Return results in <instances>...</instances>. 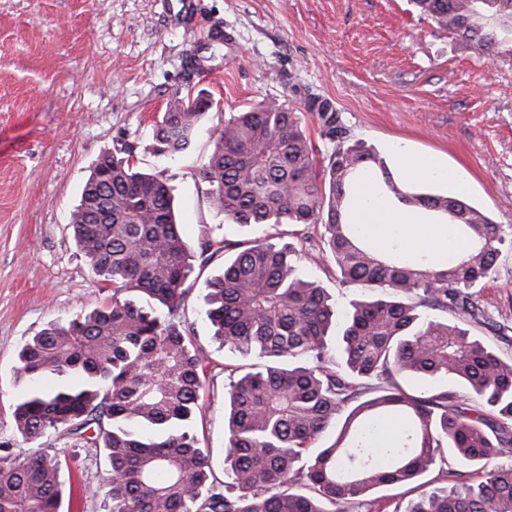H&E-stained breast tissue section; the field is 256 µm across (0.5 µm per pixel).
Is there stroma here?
<instances>
[{
  "label": "stroma",
  "instance_id": "1",
  "mask_svg": "<svg viewBox=\"0 0 512 512\" xmlns=\"http://www.w3.org/2000/svg\"><path fill=\"white\" fill-rule=\"evenodd\" d=\"M221 22L241 53L231 62L214 42L209 73L187 59L200 26ZM206 90L224 116L267 99L305 113L319 167L336 145L373 148L399 170L395 144L435 155L458 175L436 191L462 194L500 224L512 225V58L491 60L420 17L412 0H0V443L67 458L71 512H108L102 457L51 431L25 443L13 411L29 388L17 373L21 347L53 321L112 297L77 248L70 213L99 155L123 140L139 168L162 173L190 245L215 237L292 243L303 276L337 308L358 290L322 258L321 227H241L209 205L198 176L210 149L203 123L193 149L160 156L153 124L174 94ZM328 101L340 142L324 136L306 101ZM222 261L186 282L183 319L210 366L188 431L208 449L216 481L224 464V387L229 369L255 363L221 346L205 311L208 283ZM474 297L496 324L512 327V243Z\"/></svg>",
  "mask_w": 512,
  "mask_h": 512
}]
</instances>
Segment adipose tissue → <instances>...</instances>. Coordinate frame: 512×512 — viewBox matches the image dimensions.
Masks as SVG:
<instances>
[{
  "mask_svg": "<svg viewBox=\"0 0 512 512\" xmlns=\"http://www.w3.org/2000/svg\"><path fill=\"white\" fill-rule=\"evenodd\" d=\"M355 222L376 248H385L395 239L408 252L426 255L436 263L455 257L462 247L454 225L435 222L420 212L393 208L367 180L359 187Z\"/></svg>",
  "mask_w": 512,
  "mask_h": 512,
  "instance_id": "1",
  "label": "adipose tissue"
}]
</instances>
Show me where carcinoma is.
<instances>
[{
    "label": "carcinoma",
    "instance_id": "cac0c4a2",
    "mask_svg": "<svg viewBox=\"0 0 512 512\" xmlns=\"http://www.w3.org/2000/svg\"><path fill=\"white\" fill-rule=\"evenodd\" d=\"M419 13L490 59L512 57V0H414ZM330 138L336 112L308 100ZM212 108L202 94L175 96L154 124V150L189 151ZM199 168L217 213L241 226L323 229L322 257L361 289L338 313L326 289L305 279L294 247L203 233L191 252L161 175L139 170L120 141L87 179L70 227L112 298L66 323L52 322L18 353V373L57 379L32 388L14 412L33 441L59 429L103 449L110 512H375L370 491L414 482L455 455L467 467L451 483L392 512H512V362L463 324L490 323L472 289L490 280L512 228L461 196L396 176L362 143L339 144L325 177L301 116L275 99L219 123ZM400 207L456 226L464 244L448 265L404 248L373 247L350 219L361 178ZM224 258L206 295V317L224 346L261 360L224 391V463L185 427L199 408L207 358L177 320L193 261ZM167 314L162 315L159 309ZM451 318H446V315ZM339 361H326L331 338ZM451 378L464 392L414 395L406 378ZM344 420L332 444L310 445ZM396 442L373 447L382 423ZM59 456L14 454L0 444V512H61Z\"/></svg>",
    "mask_w": 512,
    "mask_h": 512
}]
</instances>
